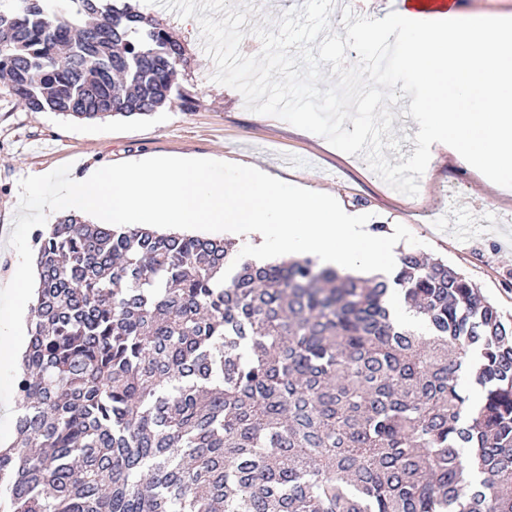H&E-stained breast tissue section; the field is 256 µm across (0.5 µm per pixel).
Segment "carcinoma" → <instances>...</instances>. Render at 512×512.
Instances as JSON below:
<instances>
[{
  "mask_svg": "<svg viewBox=\"0 0 512 512\" xmlns=\"http://www.w3.org/2000/svg\"><path fill=\"white\" fill-rule=\"evenodd\" d=\"M0 0L35 112L150 115L183 50L129 0ZM0 452V512H512V316L415 252L390 279L63 216ZM400 291L423 336L392 317ZM470 363L483 400L468 405Z\"/></svg>",
  "mask_w": 512,
  "mask_h": 512,
  "instance_id": "carcinoma-1",
  "label": "carcinoma"
}]
</instances>
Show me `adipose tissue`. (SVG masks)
I'll return each instance as SVG.
<instances>
[{
	"label": "adipose tissue",
	"mask_w": 512,
	"mask_h": 512,
	"mask_svg": "<svg viewBox=\"0 0 512 512\" xmlns=\"http://www.w3.org/2000/svg\"><path fill=\"white\" fill-rule=\"evenodd\" d=\"M445 8L435 20L403 0L381 17L357 15L349 34L365 48L394 41L392 83L413 95L419 168L447 155L495 183L512 171V15Z\"/></svg>",
	"instance_id": "obj_1"
}]
</instances>
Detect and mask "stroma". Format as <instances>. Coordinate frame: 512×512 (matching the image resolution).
I'll return each instance as SVG.
<instances>
[{
    "label": "stroma",
    "instance_id": "obj_1",
    "mask_svg": "<svg viewBox=\"0 0 512 512\" xmlns=\"http://www.w3.org/2000/svg\"><path fill=\"white\" fill-rule=\"evenodd\" d=\"M181 45L186 62L177 86L194 104L172 101L147 116L78 120L28 109L0 79V287L16 271L8 239L19 201V181L70 164L78 174L90 167L180 154L248 159L289 184H309L335 193L348 209L367 213L372 224H404L421 242V254L464 273L482 293L512 314V175L501 187L482 183L461 163L440 156L429 176L408 197L376 177L361 155L332 147L323 137L278 118L248 111L242 95L215 83L214 64L202 53L193 21L144 5ZM463 190L466 204L454 212L437 208L443 188Z\"/></svg>",
    "mask_w": 512,
    "mask_h": 512
}]
</instances>
